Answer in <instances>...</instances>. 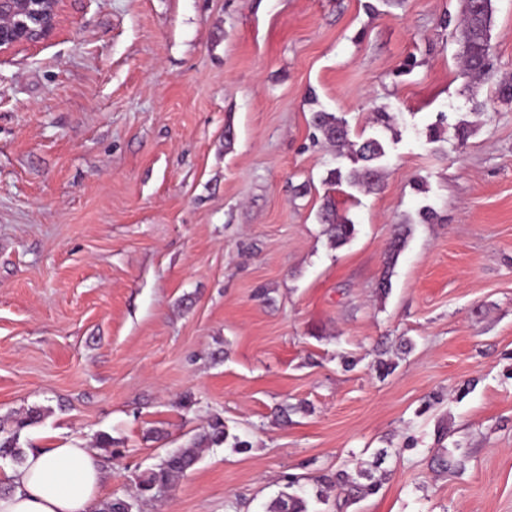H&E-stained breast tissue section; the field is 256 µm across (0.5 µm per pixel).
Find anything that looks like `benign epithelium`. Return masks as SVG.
Masks as SVG:
<instances>
[{
    "mask_svg": "<svg viewBox=\"0 0 512 512\" xmlns=\"http://www.w3.org/2000/svg\"><path fill=\"white\" fill-rule=\"evenodd\" d=\"M63 0H0V58L36 48L58 31Z\"/></svg>",
    "mask_w": 512,
    "mask_h": 512,
    "instance_id": "7a95c632",
    "label": "benign epithelium"
}]
</instances>
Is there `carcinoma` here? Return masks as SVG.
I'll return each mask as SVG.
<instances>
[{
  "instance_id": "obj_1",
  "label": "carcinoma",
  "mask_w": 512,
  "mask_h": 512,
  "mask_svg": "<svg viewBox=\"0 0 512 512\" xmlns=\"http://www.w3.org/2000/svg\"><path fill=\"white\" fill-rule=\"evenodd\" d=\"M493 13V0H479L477 8L467 10L464 14L460 63L465 73L474 80H491L494 77L493 50L490 44ZM310 123L320 134L322 141L336 149L337 156L352 162V167L346 170L340 167L330 170L328 183L337 186L345 183L369 192L382 188L386 175V166L383 163L386 150L380 139L367 137L352 140L344 121L332 112L316 111L312 113ZM320 220L325 225V233L331 246L335 248L346 244L355 232V225L337 214L335 204L329 198L323 205ZM42 415V409L31 408L24 416L14 420L15 432L0 439V458L9 457L18 463L24 460V452L18 447V431L37 421ZM221 444L236 450L249 448L247 441L230 433L224 420L215 416L210 420L207 430L197 435L190 446L167 454L138 477L141 495L152 498L157 496L190 470L199 460L202 451ZM459 449L458 444L452 450L445 446L435 449L437 469L443 472L451 468L463 469L465 456H454V452ZM388 455V449L381 448L371 461H359L355 467L339 469L329 477H315L314 481L321 488L315 491L312 498L299 487L297 477L290 474L286 490L279 492L265 506V512H317L313 502L328 503V491L331 489H336L343 495V501L336 503V510L340 512L347 503L363 499L380 490L383 481L387 479V470L382 465Z\"/></svg>"
}]
</instances>
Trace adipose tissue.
Wrapping results in <instances>:
<instances>
[{
  "label": "adipose tissue",
  "instance_id": "1",
  "mask_svg": "<svg viewBox=\"0 0 512 512\" xmlns=\"http://www.w3.org/2000/svg\"><path fill=\"white\" fill-rule=\"evenodd\" d=\"M5 479L0 512H97L108 474L98 449L69 446L28 453Z\"/></svg>",
  "mask_w": 512,
  "mask_h": 512
}]
</instances>
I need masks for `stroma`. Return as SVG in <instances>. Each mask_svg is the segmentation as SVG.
I'll list each match as a JSON object with an SVG mask.
<instances>
[{"label":"stroma","instance_id":"stroma-1","mask_svg":"<svg viewBox=\"0 0 512 512\" xmlns=\"http://www.w3.org/2000/svg\"><path fill=\"white\" fill-rule=\"evenodd\" d=\"M464 9L64 0L53 40L0 58V425L44 411L19 447L108 435L100 498L139 501L217 414L249 449L210 448L141 512H264L284 476L310 491L386 447L346 512H512V0L494 81L462 70ZM319 110L383 141L380 191L327 184L351 163L312 143ZM328 198L356 228L338 248ZM440 443L464 471L432 469Z\"/></svg>","mask_w":512,"mask_h":512}]
</instances>
